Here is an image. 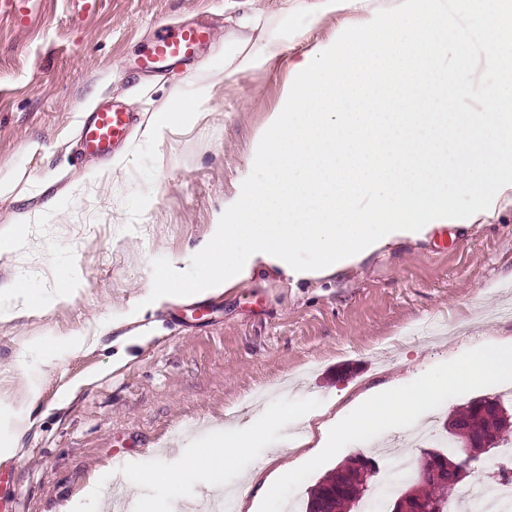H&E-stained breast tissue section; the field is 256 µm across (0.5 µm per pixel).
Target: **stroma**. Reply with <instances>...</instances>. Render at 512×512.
I'll return each instance as SVG.
<instances>
[{
	"label": "stroma",
	"mask_w": 512,
	"mask_h": 512,
	"mask_svg": "<svg viewBox=\"0 0 512 512\" xmlns=\"http://www.w3.org/2000/svg\"><path fill=\"white\" fill-rule=\"evenodd\" d=\"M240 14L225 0H38L32 12L0 13V236L24 235L0 256V284L26 279L39 293L79 272L76 288L43 312L0 323V435L21 424L11 459L0 462V512H96L84 489L108 468L132 472L180 428L202 431L168 455L176 467L217 421L269 419L262 435L224 473L225 487L263 466L298 430L289 406L340 410L352 397L393 379L396 370L448 368L477 343L512 336V195L469 228L443 226L424 241H401L330 280L271 272L204 299H178L135 324L145 338L127 344L112 324L140 303L151 261L187 254L206 237L225 196L251 173L258 137L278 109L294 62L334 41L360 8L319 19L312 37L290 45L264 69L216 85L192 128L156 140L144 130L170 99L223 67L224 45ZM207 24L209 42L189 65L147 72L140 57L161 25ZM134 113L130 140L110 158L78 152L82 119L99 105ZM64 206H53V197ZM28 223H19L20 214ZM81 335L86 347L46 359L41 344ZM73 389L65 400L63 389ZM496 397L512 408V377L453 384L418 423L380 436L337 437L302 464L279 496L304 512L319 478L349 456L374 455L388 475L389 453L418 464L419 430H442L459 407ZM207 476L177 486L131 485L148 512H189L209 501Z\"/></svg>",
	"instance_id": "35a3bbf8"
}]
</instances>
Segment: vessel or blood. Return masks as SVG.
Returning <instances> with one entry per match:
<instances>
[{"label": "vessel or blood", "instance_id": "vessel-or-blood-1", "mask_svg": "<svg viewBox=\"0 0 512 512\" xmlns=\"http://www.w3.org/2000/svg\"><path fill=\"white\" fill-rule=\"evenodd\" d=\"M208 38L209 31L202 25L160 27L141 65L146 69L160 70L176 63L189 62ZM132 125L130 113L114 107L94 110L80 125V148L86 153H111L115 146L128 140Z\"/></svg>", "mask_w": 512, "mask_h": 512}]
</instances>
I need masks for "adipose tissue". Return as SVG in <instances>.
Instances as JSON below:
<instances>
[{"label":"adipose tissue","instance_id":"obj_1","mask_svg":"<svg viewBox=\"0 0 512 512\" xmlns=\"http://www.w3.org/2000/svg\"><path fill=\"white\" fill-rule=\"evenodd\" d=\"M353 4L354 0H294L290 18L274 28L261 26L255 14L242 13L237 19L240 35L224 48L225 77L256 71L276 62L289 44L306 40L315 19L345 12ZM213 88L210 78H201L195 96L178 99L155 113L146 128L147 134L159 138L165 132L192 126L203 117L204 106ZM511 375L512 337L501 340L491 349L476 348L462 372L463 379L473 385ZM447 385V376L427 373L415 384L393 380L381 389L359 394L353 398L349 412L335 413L321 423L315 422L313 414H301L298 420L304 424L305 431L300 444L304 447L312 445L316 432L332 427L346 437L381 425L402 426ZM257 431L258 427L253 423L216 426L211 442L186 459L182 468H171L165 461L157 459L138 471L135 480L140 484L174 486L180 482L184 471L194 470L207 475L209 489L221 488L225 469L234 466L241 454L251 447ZM293 468V463L276 462L267 470L253 469L238 489L242 512H254L249 503L253 490H260L269 497L275 496L291 477Z\"/></svg>","mask_w":512,"mask_h":512}]
</instances>
